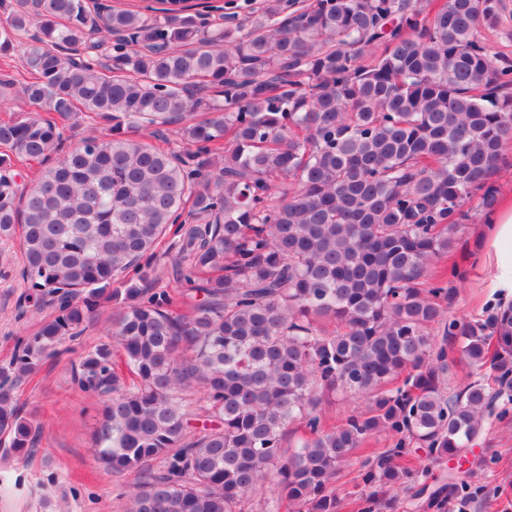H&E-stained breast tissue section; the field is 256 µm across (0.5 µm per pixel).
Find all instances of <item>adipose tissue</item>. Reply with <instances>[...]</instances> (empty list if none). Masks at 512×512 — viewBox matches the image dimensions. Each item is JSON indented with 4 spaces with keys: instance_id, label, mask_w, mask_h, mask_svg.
<instances>
[{
    "instance_id": "1",
    "label": "adipose tissue",
    "mask_w": 512,
    "mask_h": 512,
    "mask_svg": "<svg viewBox=\"0 0 512 512\" xmlns=\"http://www.w3.org/2000/svg\"><path fill=\"white\" fill-rule=\"evenodd\" d=\"M474 258L494 303L512 305V198L501 202L483 226Z\"/></svg>"
}]
</instances>
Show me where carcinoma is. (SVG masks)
<instances>
[{
    "instance_id": "cac0c4a2",
    "label": "carcinoma",
    "mask_w": 512,
    "mask_h": 512,
    "mask_svg": "<svg viewBox=\"0 0 512 512\" xmlns=\"http://www.w3.org/2000/svg\"><path fill=\"white\" fill-rule=\"evenodd\" d=\"M189 10L0 0V57L19 60L0 106L29 108L0 119V238L21 230L27 299H57L0 367L7 453L41 431L18 384L122 293L73 381L104 405L97 461L135 475L123 512H245L257 497L260 512H338L354 463L356 512L413 488L433 512L466 503L471 473L433 468L512 415V306L452 319L463 277L430 267L466 204H497L512 60L485 32L509 0H264L231 26ZM79 113L92 133L66 151ZM169 131L181 147L146 142ZM54 154L29 182L17 170ZM170 231L190 285L176 296L140 286ZM197 389L202 431L185 409ZM336 394L369 404L329 424ZM382 434L389 447L359 455ZM417 449L425 462L400 465ZM357 476L358 473L356 470V466L347 468L341 473L336 483L339 495L340 497L343 498V508L341 509L340 512H351L350 508L345 507L344 504L348 502L350 496L354 497V495H356L360 490V486H358L359 481Z\"/></svg>"
}]
</instances>
